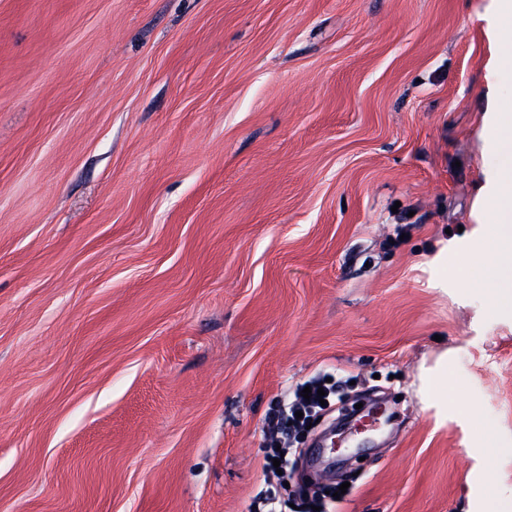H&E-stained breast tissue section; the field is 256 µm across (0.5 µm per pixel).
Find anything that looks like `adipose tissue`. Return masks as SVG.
<instances>
[{
	"instance_id": "ef3b65f1",
	"label": "adipose tissue",
	"mask_w": 512,
	"mask_h": 512,
	"mask_svg": "<svg viewBox=\"0 0 512 512\" xmlns=\"http://www.w3.org/2000/svg\"><path fill=\"white\" fill-rule=\"evenodd\" d=\"M499 204L493 205L492 214L497 230L483 287L512 286V168H503L500 175Z\"/></svg>"
}]
</instances>
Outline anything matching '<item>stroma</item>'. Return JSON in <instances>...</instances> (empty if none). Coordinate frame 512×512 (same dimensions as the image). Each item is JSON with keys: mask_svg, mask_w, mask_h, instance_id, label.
I'll use <instances>...</instances> for the list:
<instances>
[{"mask_svg": "<svg viewBox=\"0 0 512 512\" xmlns=\"http://www.w3.org/2000/svg\"><path fill=\"white\" fill-rule=\"evenodd\" d=\"M493 2L0 0V512H248L323 371L293 485L512 512ZM503 199L507 207H500ZM495 203V204H494ZM491 204L495 224L498 225L492 249L489 252L485 279L477 285L499 291L502 286L512 288V168L504 167L500 175L499 195ZM326 378H331V382H326ZM339 380H335V375L332 373L318 374L312 377L310 380L303 384L297 385L288 394V403L283 404V409L279 415V421H288V424L292 425L296 429H301L306 426L312 417V413L316 409H321L319 399L328 400L331 395H335L339 388ZM310 386L311 393H309V399L303 397L302 390ZM323 388L325 396H318L317 390ZM301 411L303 413L302 418H297L295 412Z\"/></svg>", "mask_w": 512, "mask_h": 512, "instance_id": "1", "label": "stroma"}]
</instances>
